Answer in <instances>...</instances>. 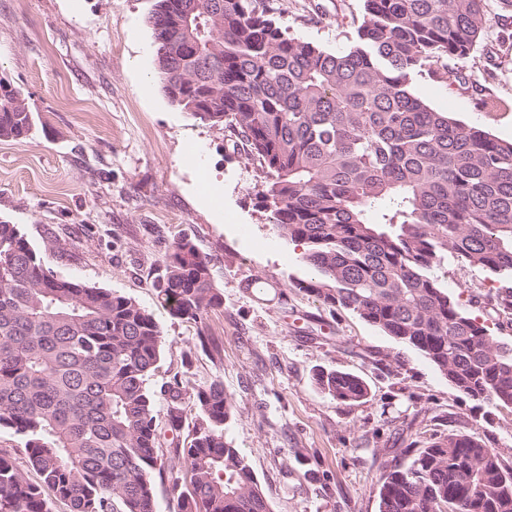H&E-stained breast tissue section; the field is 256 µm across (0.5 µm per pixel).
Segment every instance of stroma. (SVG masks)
Returning <instances> with one entry per match:
<instances>
[{
    "mask_svg": "<svg viewBox=\"0 0 512 512\" xmlns=\"http://www.w3.org/2000/svg\"><path fill=\"white\" fill-rule=\"evenodd\" d=\"M327 16L315 20L313 6ZM154 0H0V78L34 114L24 139H0V221L17 225L43 266L151 311L166 347L148 381L173 374L222 384L224 426L271 512H377L383 466L410 444L473 435L512 465V411L455 390L418 352L355 313L296 288L313 271L304 245L281 236L257 204L253 165L223 127L169 102L145 22ZM363 0H288L290 35L344 49ZM486 29L450 84L415 75L432 108L512 141V17L485 0ZM211 259L223 297L194 324L162 306L154 286L177 238ZM449 294L512 342L500 279L457 261L438 272ZM360 377L367 398L333 400L316 370Z\"/></svg>",
    "mask_w": 512,
    "mask_h": 512,
    "instance_id": "1",
    "label": "stroma"
}]
</instances>
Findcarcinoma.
<instances>
[{
	"mask_svg": "<svg viewBox=\"0 0 512 512\" xmlns=\"http://www.w3.org/2000/svg\"><path fill=\"white\" fill-rule=\"evenodd\" d=\"M483 0H363L356 37L331 52L289 34L283 0H155L147 22L165 94L224 126L254 165L259 206L306 245L296 287L350 310L423 355L459 392L512 408V343L493 339L444 287L448 258L498 276L512 308V143L438 112L411 75L459 79L486 27ZM34 125L15 88L0 139ZM211 260L187 238L165 254L158 297L198 327L221 307ZM164 352L154 315L105 288L59 278L17 225L0 221V430L24 442L41 483L0 452V512H158L161 456L178 512H270L224 435L233 399L218 383L164 386L168 422L199 414L189 446L163 448L147 385ZM336 401L366 397L320 371ZM378 512H512V467L462 432L405 449L380 476Z\"/></svg>",
	"mask_w": 512,
	"mask_h": 512,
	"instance_id": "1",
	"label": "carcinoma"
}]
</instances>
